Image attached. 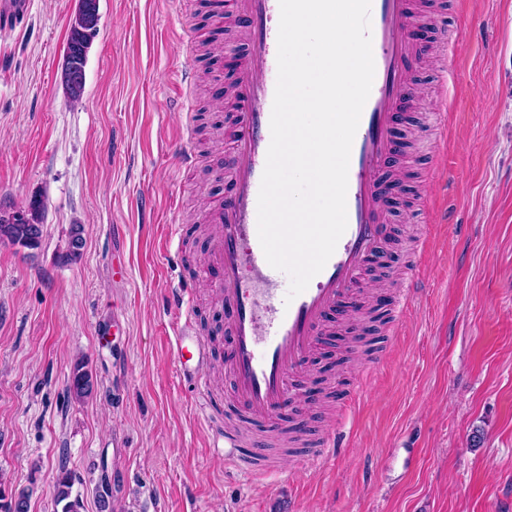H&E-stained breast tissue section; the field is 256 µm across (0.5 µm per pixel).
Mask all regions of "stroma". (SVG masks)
I'll return each instance as SVG.
<instances>
[{"label":"stroma","mask_w":512,"mask_h":512,"mask_svg":"<svg viewBox=\"0 0 512 512\" xmlns=\"http://www.w3.org/2000/svg\"><path fill=\"white\" fill-rule=\"evenodd\" d=\"M460 33L449 71L429 58L404 131L403 200L386 221L399 243L370 287L394 295L405 268L418 291L383 310L372 339L386 357L369 368L358 346L324 374L307 408L309 439L336 422L324 467L288 461L285 475L253 481L209 446L195 401L174 378L168 291L193 279L194 313L222 310L199 279L208 206L227 187L207 159L223 147L229 114L219 90L234 71L209 0H98V35L80 100L62 76L78 0H29L0 41V203H44L39 248L0 245V486L28 488L30 512H56V477L71 471L82 512H512V0H422ZM192 66L190 88L175 82ZM447 99L448 138L434 111ZM190 134L201 161L184 168L176 139ZM447 222L429 226L426 254L407 235L436 197ZM84 229L80 260L72 225ZM124 227L120 242L112 225ZM189 229L175 238L173 225ZM120 247L126 275L112 277ZM403 329L395 341L391 321ZM97 378L92 398H68L77 360ZM363 396L344 401L351 386Z\"/></svg>","instance_id":"obj_1"}]
</instances>
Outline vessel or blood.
Segmentation results:
<instances>
[{
  "label": "vessel or blood",
  "instance_id": "1",
  "mask_svg": "<svg viewBox=\"0 0 512 512\" xmlns=\"http://www.w3.org/2000/svg\"><path fill=\"white\" fill-rule=\"evenodd\" d=\"M227 6L241 22L245 52L224 99L232 112L224 137L233 149L217 155L230 188L204 219L212 232L206 286L224 308L228 400L206 386L211 341L192 328L190 286L171 289L170 308L176 314L177 383L195 394L211 424L210 448L229 451L233 467L261 480L284 469L283 458L265 451L266 436L279 433L287 413H294L296 424L305 420L308 362L327 316L344 304L360 314L369 303L364 274L390 233L384 222L392 193L389 161L403 150L396 130L411 107L410 75L429 48L417 35V0H371L375 73L351 149L347 228L324 269L290 300L284 272L268 264L258 238V194L277 83L279 0H228ZM227 405L259 426L261 435L248 443L237 430L216 426ZM334 447L335 433L326 431L299 460L324 465Z\"/></svg>",
  "mask_w": 512,
  "mask_h": 512
}]
</instances>
